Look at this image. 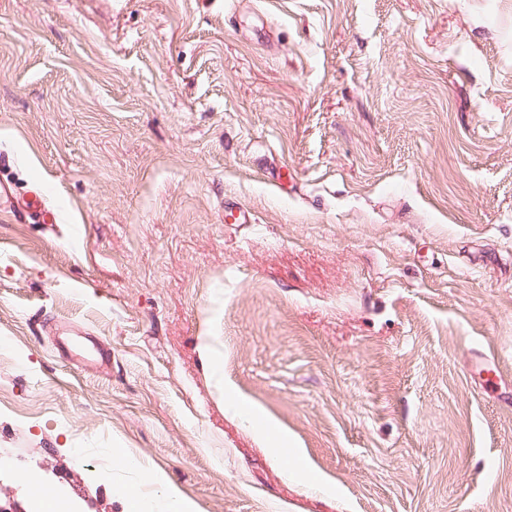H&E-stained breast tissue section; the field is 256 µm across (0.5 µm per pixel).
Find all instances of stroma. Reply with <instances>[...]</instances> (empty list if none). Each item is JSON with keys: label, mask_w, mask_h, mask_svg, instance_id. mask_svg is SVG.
Here are the masks:
<instances>
[{"label": "stroma", "mask_w": 512, "mask_h": 512, "mask_svg": "<svg viewBox=\"0 0 512 512\" xmlns=\"http://www.w3.org/2000/svg\"><path fill=\"white\" fill-rule=\"evenodd\" d=\"M0 181L14 497L512 512V0H0Z\"/></svg>", "instance_id": "stroma-1"}]
</instances>
